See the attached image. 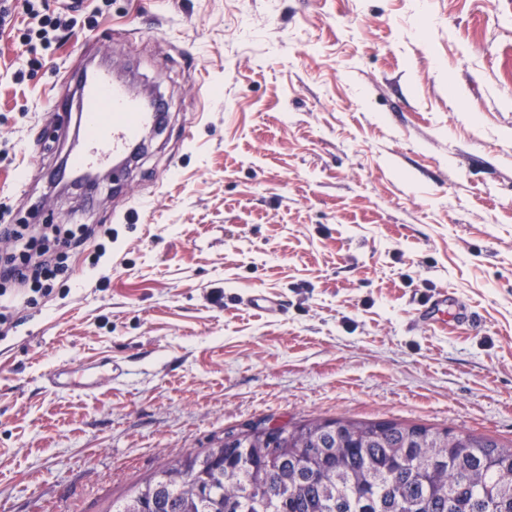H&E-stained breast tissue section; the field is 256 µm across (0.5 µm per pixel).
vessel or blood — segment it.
I'll return each mask as SVG.
<instances>
[{"mask_svg":"<svg viewBox=\"0 0 512 512\" xmlns=\"http://www.w3.org/2000/svg\"><path fill=\"white\" fill-rule=\"evenodd\" d=\"M65 79L78 85L80 116L86 130L85 143L67 156L69 175L77 178L107 166L121 172L132 161L142 134L159 124V102L142 100L101 66L67 72ZM48 380L56 389L92 391L98 385L93 371L78 382L60 371L51 373Z\"/></svg>","mask_w":512,"mask_h":512,"instance_id":"vessel-or-blood-1","label":"vessel or blood"}]
</instances>
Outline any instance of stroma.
<instances>
[{
  "label": "stroma",
  "instance_id": "1",
  "mask_svg": "<svg viewBox=\"0 0 512 512\" xmlns=\"http://www.w3.org/2000/svg\"><path fill=\"white\" fill-rule=\"evenodd\" d=\"M26 23L0 32V225L88 237L50 297H0V512H107L264 417L512 440V0H86L34 54ZM91 61L167 120L89 201L46 173ZM441 292L473 322L418 326ZM104 358L94 391L44 380Z\"/></svg>",
  "mask_w": 512,
  "mask_h": 512
}]
</instances>
